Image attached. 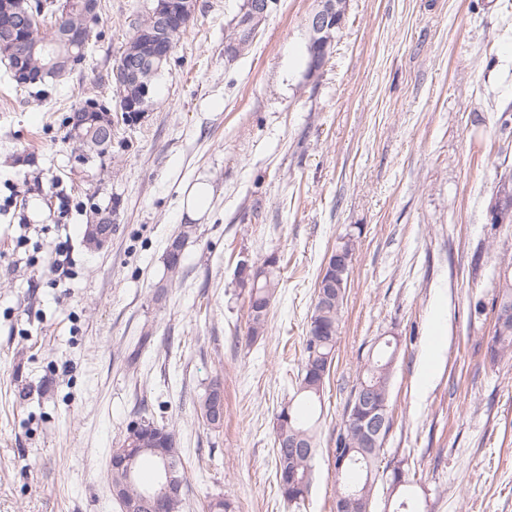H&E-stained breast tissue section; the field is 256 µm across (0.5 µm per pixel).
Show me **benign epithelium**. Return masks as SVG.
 <instances>
[{"mask_svg": "<svg viewBox=\"0 0 512 512\" xmlns=\"http://www.w3.org/2000/svg\"><path fill=\"white\" fill-rule=\"evenodd\" d=\"M268 0H245L239 16L232 27L233 41L228 47L229 53L249 45L254 40L260 25L265 20L268 11ZM339 0H320V8L308 19L310 40L322 47V50L312 53L309 61V73L316 74L325 60V49L332 41V31L336 28L337 14L340 11ZM195 0H155L150 15L155 22L157 35L148 44V51L135 59H129L120 65L115 72L116 95L119 108L136 118L147 110L149 95L148 88H143L139 101H134L126 95L132 87L138 85L139 75L145 69L146 63L154 60L163 63L170 58L171 48L167 45L169 30L176 21L192 16ZM90 37L89 28L61 29L57 33V41L68 45L83 44ZM29 32L26 29H11L3 34L4 46L13 53L14 63L11 67L13 80L21 85L35 84L39 77L30 74L27 64ZM73 59L63 55H53L45 65L50 75L60 78L70 72ZM87 123V110L76 109L69 121L70 137L77 140L83 136ZM112 235V218H107L102 224H89L86 227L85 242L92 249H100ZM205 419L224 422V394L218 391L206 407ZM353 420L358 425V431L372 442L385 425L382 406L375 400L368 387L360 391ZM175 447L174 436L166 428L156 424L140 423L127 431L120 448L111 450L109 472L122 471L127 475L124 484H110L112 497L119 503L121 512H178L177 506L182 504L185 493V483L180 476V462ZM143 448L154 449L160 458V470L154 485L144 488H134L133 470L139 452Z\"/></svg>", "mask_w": 512, "mask_h": 512, "instance_id": "1", "label": "benign epithelium"}]
</instances>
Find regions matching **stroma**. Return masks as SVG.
Wrapping results in <instances>:
<instances>
[{"mask_svg":"<svg viewBox=\"0 0 512 512\" xmlns=\"http://www.w3.org/2000/svg\"><path fill=\"white\" fill-rule=\"evenodd\" d=\"M242 4L197 0L153 106L129 122L112 71L150 0H100L85 61L56 84L17 86L0 60V512H120L110 451L143 418L175 433L183 512L219 496L240 512H334L336 431L368 350L392 337L383 461L421 474V512H512V360L491 364L492 315L474 310L512 258V224L490 210L512 172V0H347L313 76L318 0H269L231 56ZM88 98L114 127L108 152L82 165L63 120ZM195 181L213 197L191 221L181 190ZM93 203L116 206L99 250L84 243ZM345 233L359 243L296 509L278 492L275 417ZM270 253L280 285L252 341L235 269ZM436 324L447 345L424 387ZM215 379L220 428L197 408Z\"/></svg>","mask_w":512,"mask_h":512,"instance_id":"stroma-1","label":"stroma"}]
</instances>
